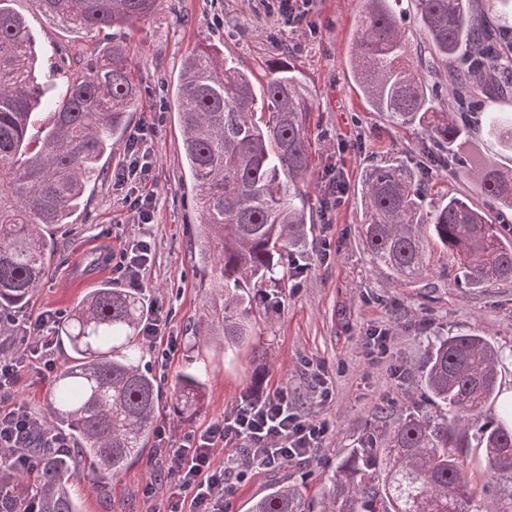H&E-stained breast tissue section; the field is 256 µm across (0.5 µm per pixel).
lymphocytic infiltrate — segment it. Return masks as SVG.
<instances>
[{
	"mask_svg": "<svg viewBox=\"0 0 512 512\" xmlns=\"http://www.w3.org/2000/svg\"><path fill=\"white\" fill-rule=\"evenodd\" d=\"M153 148L146 133L134 135L125 149V163L115 172L123 200L134 211L139 223H152L156 200L149 186L153 181ZM151 260L147 241L129 242L112 264L116 278L133 289H141L143 274ZM64 319L63 312H43L24 323L13 337V344L29 347V354L0 357V455L14 471L29 467L28 450L35 437L46 438L52 447L66 450L68 441L47 432L40 421L23 405L14 403L13 388L23 375L52 371L47 353L52 333ZM330 432L323 420L307 419L294 409L287 388L237 405L217 424L183 435L178 446H168L166 434H159V460L174 485L161 512H224V498L230 490L232 473L252 468H271L302 463L321 447ZM243 451L228 465L215 467L217 450L229 445Z\"/></svg>",
	"mask_w": 512,
	"mask_h": 512,
	"instance_id": "1",
	"label": "lymphocytic infiltrate"
}]
</instances>
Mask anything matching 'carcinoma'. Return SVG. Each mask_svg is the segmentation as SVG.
I'll return each instance as SVG.
<instances>
[{"mask_svg": "<svg viewBox=\"0 0 512 512\" xmlns=\"http://www.w3.org/2000/svg\"><path fill=\"white\" fill-rule=\"evenodd\" d=\"M0 0V307H23L46 276L53 231L69 223L99 163L121 139L127 113L139 105L122 32L151 17L159 0H39L45 16L104 35L107 42L85 68L63 76L58 94L43 101L38 54L25 19ZM422 39L409 53L398 25L399 0H363L352 42L351 69L371 108L397 125H417L437 143L470 130L471 113L453 117L435 103L425 71L450 60L448 107L481 88L512 89V0H499L496 27L475 0H410ZM482 54L468 64L465 55ZM183 152L202 217L199 250L214 287L224 296L221 335L238 347L251 333L249 288L273 281L279 258L311 223L304 182L312 166L308 130L311 101L285 58L267 64L258 90L224 62L211 44L184 61L177 84ZM50 109L34 129L33 115ZM486 134L512 152V117L476 115ZM479 193L498 209H512V169L487 164L473 175ZM430 183L399 165L375 166L362 178L366 223L362 237L372 261L407 285L427 272L430 244L455 259L461 282L512 281V239L489 212L466 197L429 199ZM149 303L125 288L100 285L57 328L72 351L47 394L45 428L67 436L60 454L33 441L25 473L39 512H82L72 489L87 464L103 479L142 457L153 431L158 387L142 365L139 338ZM501 357L478 333L434 344L423 377L436 405L410 411L391 425L385 445L356 450L324 492L325 512H480L481 497H496V512H512V425L483 420L497 387ZM206 393L197 370L176 375L175 407L191 417ZM484 454L482 477L463 471L471 437ZM250 512H301L299 493L276 486Z\"/></svg>", "mask_w": 512, "mask_h": 512, "instance_id": "1", "label": "carcinoma"}]
</instances>
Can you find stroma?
<instances>
[{
	"label": "stroma",
	"mask_w": 512,
	"mask_h": 512,
	"mask_svg": "<svg viewBox=\"0 0 512 512\" xmlns=\"http://www.w3.org/2000/svg\"><path fill=\"white\" fill-rule=\"evenodd\" d=\"M52 69L59 58L85 59L98 41L92 34L47 19L37 0H13ZM361 0H314L315 30L291 29L278 18L276 0H161L158 12L139 23L125 41L140 86V103L127 115V132L152 126L156 163L151 189L157 211L152 223H137L112 185V172L124 160L116 143L101 162L98 180L87 188L72 223L54 236V258L45 279L23 309L0 322V341L9 342L15 324L45 310L71 311L86 292L111 282V274L65 287L74 262H89L96 248L120 253L134 238L151 246L152 262L142 290L168 316L166 335L180 346L162 362V343L144 344V362L162 390L158 425L173 440L219 421L253 389L287 387L296 411L324 419L330 433L305 464L254 470L224 502V512H249L254 499L277 484L301 491L304 512H322V497L337 467L365 440L381 439L399 415L424 405L421 371L432 343L440 337L479 330L492 336L505 355L501 391L512 390V281L469 287L454 278L452 258L439 248L429 252L430 271L409 285L395 283L364 250L360 226L364 172L395 163L412 172L427 171L435 196H475L468 175L492 162L512 168V153L501 152L484 132L437 148L416 126H401L372 111L349 65ZM214 43L228 62L262 79L267 61L287 53L288 62L314 99L311 118L312 169L306 179L309 206L316 215L302 246L282 263L276 284L251 289L252 335L243 346L224 349L212 334L223 301L211 285L198 255L200 214L183 158L174 108L179 71L199 43ZM449 157L447 168L430 164L437 151ZM343 173L346 202L323 218L330 172ZM306 271L292 276L290 263ZM392 329L386 358L372 359L365 347L371 332ZM326 371L328 398L311 377L310 364ZM199 368L207 395L199 410L181 418L171 408L177 374L186 365ZM156 439L141 459L99 489L89 468H82L74 491L83 512H153L167 494L168 479L158 470Z\"/></svg>",
	"instance_id": "35a3bbf8"
}]
</instances>
